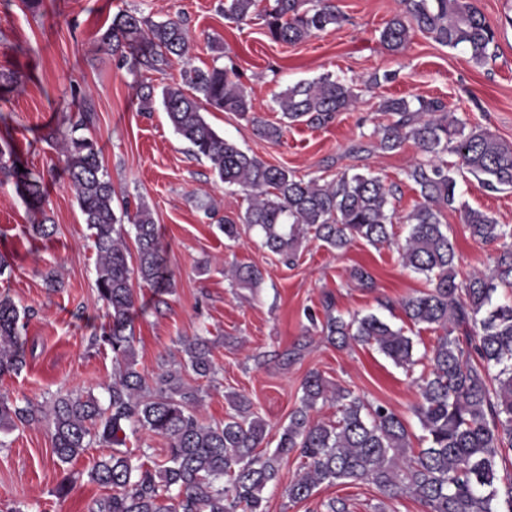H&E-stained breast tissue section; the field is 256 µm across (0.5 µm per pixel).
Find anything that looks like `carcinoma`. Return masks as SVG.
<instances>
[{"mask_svg":"<svg viewBox=\"0 0 512 512\" xmlns=\"http://www.w3.org/2000/svg\"><path fill=\"white\" fill-rule=\"evenodd\" d=\"M403 11L390 18L380 41L392 52L407 48L411 31L435 42L462 47L477 65L493 57L495 32L475 0H400ZM257 0H224V18L243 22ZM345 20L333 0H273L265 13L268 36L296 44ZM117 65L136 77L139 110L154 111L156 98L175 133L205 159L221 183L248 196L239 221L224 219V237L238 239L256 229L262 245L285 265L295 264L308 235L324 246L345 251L356 239L396 249L402 267L424 275L429 288L401 299L408 322L435 333L436 342L414 358V341L375 314H334L324 301L321 333L338 349L371 345L406 371L422 361L426 369L414 379L419 401L413 407L421 434L391 407L371 404L346 387L331 388L317 371L304 378L301 404L293 410L273 452H259L263 422L252 402L234 395V413L222 423H207L200 414L202 390L184 378H212V342L201 336L181 342L186 356L180 368H158L152 375L137 369L134 313L139 287L154 290L155 308L166 304L174 288L152 210L144 202L113 206L115 191L104 173L101 149L92 138L77 135L94 124L95 113L78 106L65 139L69 184L96 250L95 285L107 323L99 342L112 352L109 402L93 396H58L45 405H21L0 396V428L12 429L43 419L51 426L53 453L68 464L93 444L112 453L88 472V480L112 491L98 512H265L263 491L279 478L280 462L301 459L300 474L288 485L294 502L308 500L322 484L368 483L394 499L418 500L425 512H512V476L497 474L500 449L512 448V301L500 302L498 289H512V227L460 200L457 176L468 173L486 189L512 188V146L489 129L469 126L440 99L388 98L379 110L392 120L374 130V148L390 152L413 143L423 155L405 171L420 201L404 216L393 206L397 185L369 173L346 172L331 181L305 180L270 165L216 132L203 113L234 112L249 118L257 135L277 142L283 127L252 115L241 85L222 67L187 63L190 33L181 20L155 22L118 12L101 36ZM182 64L179 79L158 88L147 72L164 73ZM358 86L323 74L278 93L274 103L287 124L323 127L355 107ZM455 161L448 162L445 156ZM13 149H0V171L16 179L20 195L32 207L44 200L42 179L19 171ZM461 214L470 238L495 246L490 264L463 275L454 242L441 217ZM408 226L395 239L393 224ZM134 230L130 250L124 224ZM240 286H254L262 272L253 265L234 268ZM28 311L7 296L0 298V377L17 375L27 365L20 328ZM336 406L328 423L312 418L317 405ZM145 431L166 441L165 460L148 463L121 450L128 435ZM419 448H414L413 442Z\"/></svg>","mask_w":512,"mask_h":512,"instance_id":"1","label":"carcinoma"}]
</instances>
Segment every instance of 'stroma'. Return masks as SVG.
<instances>
[{
  "mask_svg": "<svg viewBox=\"0 0 512 512\" xmlns=\"http://www.w3.org/2000/svg\"><path fill=\"white\" fill-rule=\"evenodd\" d=\"M334 3L344 23L285 45L269 40L260 17L239 24L226 20L224 0H40L34 8L0 0V70L19 76L11 88H0V139L16 147L24 166L44 176L46 195L43 211L33 210L13 179L0 173V254L11 263L10 274L0 277V295L29 312L21 336L27 366L0 378V395L36 405L66 394L108 400L112 353L92 342L106 322L95 289V249L63 171L61 144L46 139L51 130L66 131L70 111L84 102L96 115L90 134L101 148L105 171L119 196L144 200L152 210L173 275L166 305L154 307L151 290L141 291L135 320L141 372L154 373L163 363L178 366L182 339H210L216 373L203 385V419L223 420L231 411L229 395L244 394L266 426L267 450L274 449L299 406L302 381L311 371L412 419L419 393L411 374L376 348L340 350L316 332L300 360L289 363L284 355L302 338L308 313L322 314L327 295L338 313H372L393 327H407L399 302L427 289L424 276L403 268L395 249L361 239L342 253L307 241L295 265L287 267L262 247L257 231L235 241L224 237L216 219L205 215L202 200H211L219 217L234 218L244 213L246 195L224 187L207 161L190 155L163 108L139 111L134 76L116 66L100 39L102 27L121 10L154 21L182 20L191 35L190 64L235 72L255 114L273 124L281 118L273 99L288 85L326 73L358 83L394 73V80L363 93L356 108L328 126L294 125L276 142L260 138L248 119L233 112L210 111L206 119L243 150L298 176L329 181L343 172H370L397 183L394 206L401 216L420 199L403 176L419 156L415 146L349 152L388 123L379 110L382 99H441L457 117L512 145V0H477L496 31V58L484 66L463 48L440 45L418 31L402 53L385 49L380 31L400 11L399 0ZM458 189L470 207L512 226V189L487 191L467 173L459 176ZM46 218L54 232L43 238L32 227ZM443 222L461 272L488 265L492 247L470 238L459 213L445 212ZM240 264L261 269L259 287L236 285L232 270ZM356 267L372 273L374 290L352 278ZM51 274L57 287L47 284ZM108 453L95 446L63 465L52 451L47 423L0 430V512H94L106 492L89 482L88 473ZM299 468L297 456L282 461L277 484L263 493L266 512H325L331 500L343 501L347 512H424L415 499H388L367 483L324 484L310 499L291 501L288 485ZM67 473L76 482L68 496L57 497L54 488Z\"/></svg>",
  "mask_w": 512,
  "mask_h": 512,
  "instance_id": "obj_1",
  "label": "stroma"
}]
</instances>
